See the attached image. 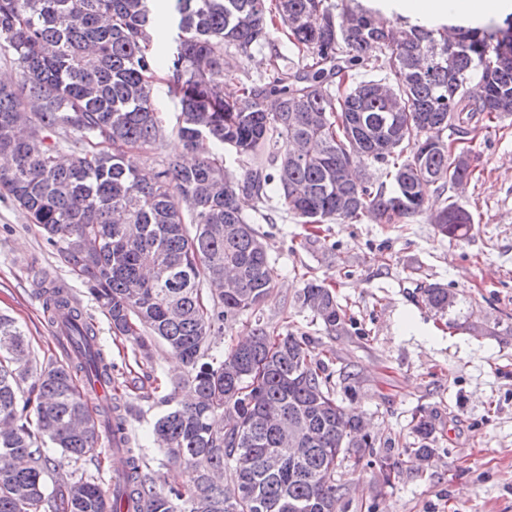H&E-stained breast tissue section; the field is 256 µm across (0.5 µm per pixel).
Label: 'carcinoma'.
Instances as JSON below:
<instances>
[{"instance_id":"obj_1","label":"carcinoma","mask_w":512,"mask_h":512,"mask_svg":"<svg viewBox=\"0 0 512 512\" xmlns=\"http://www.w3.org/2000/svg\"><path fill=\"white\" fill-rule=\"evenodd\" d=\"M171 5L178 36L167 57L175 131L188 151H215L191 166L135 161L163 136L153 98L156 16ZM326 0H0V53L19 71L0 83V192H5L100 305L112 333L142 357L164 340L189 367L195 399L178 401L150 431L161 466H184L188 484L157 486L131 408L92 413L76 383H112V364L68 288L41 289L50 319L68 323L76 363L37 362L16 321L0 316V512H336L337 469L376 440L358 439L360 416L336 398L311 341L260 325L248 345L212 342L224 322L257 308L272 286L261 235L238 193L314 228L368 217L405 224L427 212L425 185L443 194L467 184L475 155L457 147L464 118L512 115V21L426 28L378 24L368 8ZM281 29L296 58L276 50L257 79L224 94L230 60L252 59ZM382 73L356 81L358 70ZM479 79L483 94L468 85ZM84 149L60 160L50 135ZM245 168L230 170L224 148ZM385 180L349 184L364 161ZM436 232L468 234L472 214L452 201L430 214ZM434 309L448 289H424ZM301 305L331 335L346 313L331 289L306 282ZM300 435V456L276 470L279 427ZM126 454L113 487L85 472L49 486V451L83 463L100 454V431ZM432 453L433 418L414 425ZM229 474L232 487L212 478Z\"/></svg>"}]
</instances>
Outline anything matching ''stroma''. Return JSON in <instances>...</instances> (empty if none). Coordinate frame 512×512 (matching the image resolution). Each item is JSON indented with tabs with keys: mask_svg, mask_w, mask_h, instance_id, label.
Here are the masks:
<instances>
[{
	"mask_svg": "<svg viewBox=\"0 0 512 512\" xmlns=\"http://www.w3.org/2000/svg\"><path fill=\"white\" fill-rule=\"evenodd\" d=\"M167 72L154 84L163 119L159 149L137 155L141 166L184 157L174 131L178 103ZM478 157L471 181L452 196L474 216L468 238L438 235L428 215L406 224L363 219L321 225L317 236L290 218L266 223L255 199L243 214L263 236L273 288L256 310L225 322L216 341L228 349L257 324L307 336L333 383L355 374L351 406L377 441L359 463H343L339 512H512V116L484 123L469 142ZM64 283L80 299L112 356V383L134 408L131 424L147 435L167 410L168 394L188 391L187 368L162 342L150 359L113 335L82 279L8 197H0V314L13 317L39 360L67 361L48 322L34 269ZM326 281L347 314L331 335L297 297L308 279ZM440 284L455 302L441 312L423 288ZM432 415L428 462H410L413 426ZM389 454L395 469L382 467Z\"/></svg>",
	"mask_w": 512,
	"mask_h": 512,
	"instance_id": "1",
	"label": "stroma"
}]
</instances>
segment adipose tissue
Instances as JSON below:
<instances>
[{
    "label": "adipose tissue",
    "instance_id": "obj_1",
    "mask_svg": "<svg viewBox=\"0 0 512 512\" xmlns=\"http://www.w3.org/2000/svg\"><path fill=\"white\" fill-rule=\"evenodd\" d=\"M379 21L401 16L409 23L437 27L466 22L478 25L489 18L512 14V0H369Z\"/></svg>",
    "mask_w": 512,
    "mask_h": 512
}]
</instances>
